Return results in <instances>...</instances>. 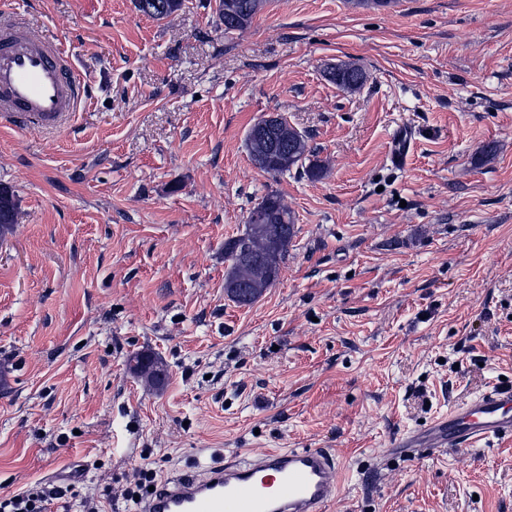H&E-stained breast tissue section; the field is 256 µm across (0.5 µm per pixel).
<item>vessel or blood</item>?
Returning <instances> with one entry per match:
<instances>
[{
    "mask_svg": "<svg viewBox=\"0 0 512 512\" xmlns=\"http://www.w3.org/2000/svg\"><path fill=\"white\" fill-rule=\"evenodd\" d=\"M86 85L59 39L34 31L0 0V124L60 129ZM512 438V387L493 388L424 428L392 438V456L425 448H472ZM340 463L325 448L271 449L196 474L169 478L142 512H325L339 493Z\"/></svg>",
    "mask_w": 512,
    "mask_h": 512,
    "instance_id": "b4317fda",
    "label": "vessel or blood"
}]
</instances>
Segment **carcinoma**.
Masks as SVG:
<instances>
[{
	"label": "carcinoma",
	"mask_w": 512,
	"mask_h": 512,
	"mask_svg": "<svg viewBox=\"0 0 512 512\" xmlns=\"http://www.w3.org/2000/svg\"><path fill=\"white\" fill-rule=\"evenodd\" d=\"M184 0H135V8L142 14L162 20L179 11ZM266 0H218L216 14L224 24V32L242 31L249 27L263 9ZM329 79L345 91H354L366 81L365 71L353 63H342L328 73ZM276 148L269 151L266 144L246 140L252 162L260 170L283 175L303 165L307 156L305 135L287 122H279L275 131ZM256 208L262 210L261 223L251 226L246 260L236 259L233 252L236 240L224 245V257L229 261L224 278V291L238 292L248 300L255 301L272 287L278 279L281 264L288 256V246L295 236L293 212L277 192L266 194ZM17 204L7 187H0V235L16 223ZM130 369L153 385H161L166 373L164 365L157 359L135 354L129 359Z\"/></svg>",
	"instance_id": "obj_1"
}]
</instances>
